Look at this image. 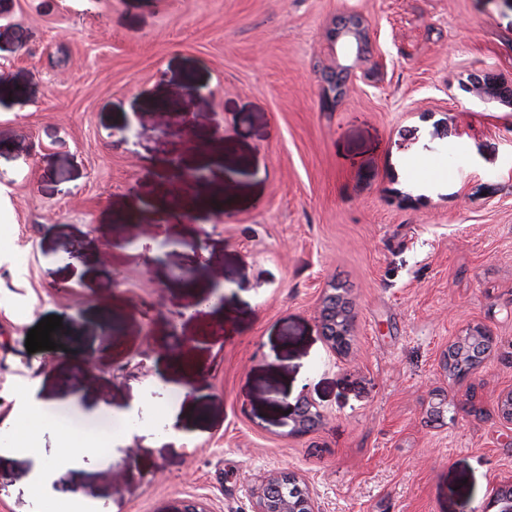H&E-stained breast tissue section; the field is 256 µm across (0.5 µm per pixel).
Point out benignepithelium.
I'll return each mask as SVG.
<instances>
[{"label": "benign epithelium", "mask_w": 512, "mask_h": 512, "mask_svg": "<svg viewBox=\"0 0 512 512\" xmlns=\"http://www.w3.org/2000/svg\"><path fill=\"white\" fill-rule=\"evenodd\" d=\"M350 37L356 45V56H362L367 49L366 30L363 20L354 14L341 16L336 20V37ZM482 86V92L489 96H509L512 86L498 83L490 76L473 81ZM353 308L346 295L338 288L323 297L319 322L322 336L333 351L345 353L350 349L353 325ZM492 341L490 331L478 326L463 341L456 344L454 356L446 359V366L453 370L466 368V364L477 362L479 351ZM288 420L291 432L305 433L319 420L320 414L312 410L309 401L301 397L289 406ZM247 495L255 500L253 512H321L315 497L298 486V480L292 472H273L262 480L257 487L246 488ZM485 512H512V498L493 492Z\"/></svg>", "instance_id": "7a95c632"}]
</instances>
